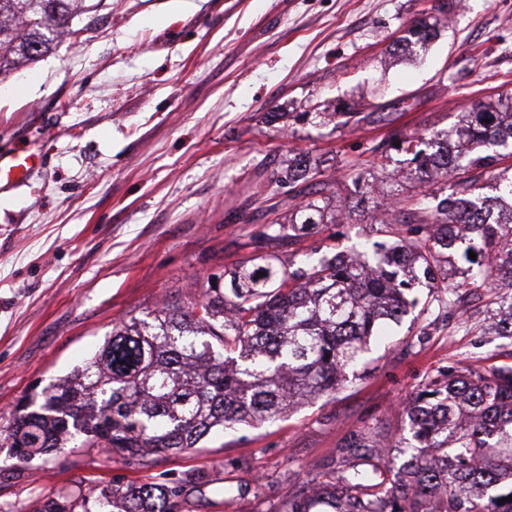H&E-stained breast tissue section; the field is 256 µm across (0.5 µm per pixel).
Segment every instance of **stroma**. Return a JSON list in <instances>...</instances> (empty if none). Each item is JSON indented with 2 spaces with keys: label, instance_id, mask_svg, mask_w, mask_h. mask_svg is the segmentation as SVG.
<instances>
[{
  "label": "stroma",
  "instance_id": "1",
  "mask_svg": "<svg viewBox=\"0 0 512 512\" xmlns=\"http://www.w3.org/2000/svg\"><path fill=\"white\" fill-rule=\"evenodd\" d=\"M90 2L80 36L0 76V154L42 156L24 185L0 190V423L114 325L193 309L209 276L250 257L251 237L319 198L321 182L343 204L361 168L389 209L408 169L381 140L448 129L480 103L512 105V0H444L442 11L434 0ZM422 17L434 40L392 52ZM344 111L367 118H315ZM297 154L319 174L271 184ZM332 233L343 253L387 238L359 212L301 245ZM467 267L453 256L438 279L454 305L406 316L372 341L361 379L275 422L146 466L76 440L29 461L0 447V512H37L50 495L78 506L112 483L179 485V512H284L335 468L350 434L399 438V406L439 369L512 366V341L487 331L491 296L461 285Z\"/></svg>",
  "mask_w": 512,
  "mask_h": 512
}]
</instances>
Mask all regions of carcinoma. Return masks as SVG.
I'll list each match as a JSON object with an SVG mask.
<instances>
[{
  "label": "carcinoma",
  "instance_id": "1",
  "mask_svg": "<svg viewBox=\"0 0 512 512\" xmlns=\"http://www.w3.org/2000/svg\"><path fill=\"white\" fill-rule=\"evenodd\" d=\"M83 0H0V75L18 57L34 62L54 33L71 34ZM421 45L435 30L418 20ZM393 149L412 155L418 196L400 200L391 218L400 245L375 242L341 256L327 248L285 267L282 247L334 224L332 196L300 203L288 222L252 237L254 254L210 277L192 311L166 307L123 321L63 382L29 400L5 426L0 445L27 460L81 436L83 444L147 463L154 452L196 447L217 428L254 426L357 377L372 337L419 304L409 293L434 287L456 246L473 252L462 288H486L499 315L495 335L512 339V112L484 106L464 112L430 137L413 134ZM319 171L304 155L280 182ZM348 213L375 214L376 187L350 174ZM491 183L494 197L479 193ZM408 436L386 444L378 427L351 435L337 467L288 499V512H512V366L437 371L404 405ZM180 490L152 484L99 491L117 512H175Z\"/></svg>",
  "mask_w": 512,
  "mask_h": 512
}]
</instances>
